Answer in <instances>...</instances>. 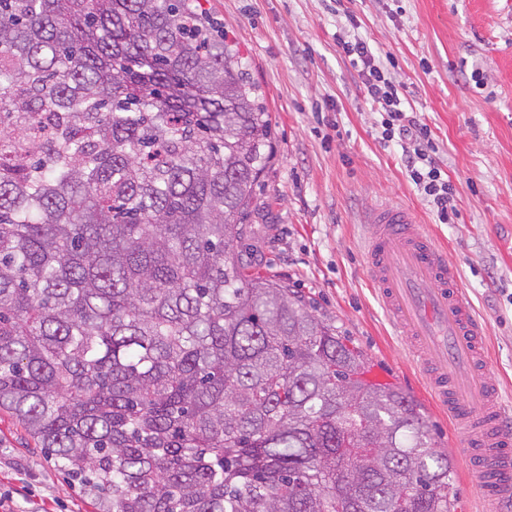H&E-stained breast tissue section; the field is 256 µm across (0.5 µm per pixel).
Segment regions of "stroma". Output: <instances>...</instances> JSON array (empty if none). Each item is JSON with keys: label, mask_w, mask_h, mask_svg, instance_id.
Wrapping results in <instances>:
<instances>
[{"label": "stroma", "mask_w": 512, "mask_h": 512, "mask_svg": "<svg viewBox=\"0 0 512 512\" xmlns=\"http://www.w3.org/2000/svg\"><path fill=\"white\" fill-rule=\"evenodd\" d=\"M237 44L271 115L273 157L246 221L252 270L309 297L368 359L369 380L417 403L439 446L459 459L409 337L371 286L369 213L411 207L446 247L488 327L492 376L512 415V0H200ZM345 13H338L337 4ZM354 34L391 58L406 108L431 130L456 190L439 223L383 141L358 72L338 47ZM0 501L12 512H96L81 484L0 413Z\"/></svg>", "instance_id": "stroma-1"}]
</instances>
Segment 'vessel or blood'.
I'll use <instances>...</instances> for the list:
<instances>
[{"instance_id": "b4317fda", "label": "vessel or blood", "mask_w": 512, "mask_h": 512, "mask_svg": "<svg viewBox=\"0 0 512 512\" xmlns=\"http://www.w3.org/2000/svg\"><path fill=\"white\" fill-rule=\"evenodd\" d=\"M366 262L392 322L420 351L433 401L455 423L473 488L489 504L512 502V427L491 379L485 323L457 268L403 206L374 212Z\"/></svg>"}]
</instances>
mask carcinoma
Here are the masks:
<instances>
[{
	"label": "carcinoma",
	"mask_w": 512,
	"mask_h": 512,
	"mask_svg": "<svg viewBox=\"0 0 512 512\" xmlns=\"http://www.w3.org/2000/svg\"><path fill=\"white\" fill-rule=\"evenodd\" d=\"M271 140L196 0H0V411L102 512H455L417 405L248 271Z\"/></svg>",
	"instance_id": "cac0c4a2"
}]
</instances>
